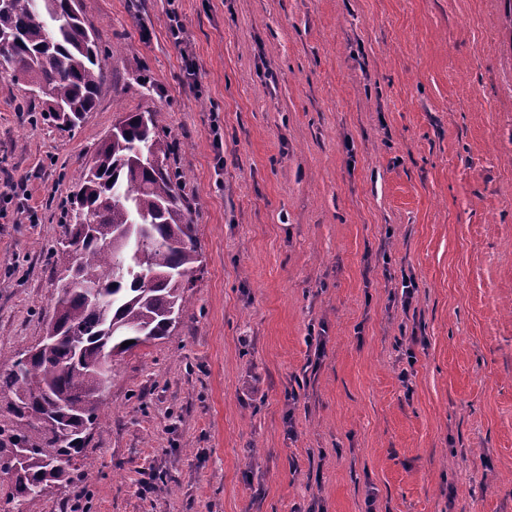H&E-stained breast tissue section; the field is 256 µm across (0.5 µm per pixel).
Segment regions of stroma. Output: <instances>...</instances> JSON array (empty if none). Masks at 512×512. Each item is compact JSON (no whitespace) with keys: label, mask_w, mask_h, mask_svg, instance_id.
Listing matches in <instances>:
<instances>
[{"label":"stroma","mask_w":512,"mask_h":512,"mask_svg":"<svg viewBox=\"0 0 512 512\" xmlns=\"http://www.w3.org/2000/svg\"><path fill=\"white\" fill-rule=\"evenodd\" d=\"M78 6L108 71L79 126L0 75V368L126 113L188 174L203 264L116 362L92 478L24 512H512V0Z\"/></svg>","instance_id":"1"}]
</instances>
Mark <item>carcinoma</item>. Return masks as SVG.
I'll use <instances>...</instances> for the list:
<instances>
[{"instance_id": "1", "label": "carcinoma", "mask_w": 512, "mask_h": 512, "mask_svg": "<svg viewBox=\"0 0 512 512\" xmlns=\"http://www.w3.org/2000/svg\"><path fill=\"white\" fill-rule=\"evenodd\" d=\"M0 35V74L44 98V114L62 129L94 109L106 69L77 0H0ZM171 155L151 113L130 112L94 164L72 175L66 241L78 254V273L93 276L98 291L89 294L73 285V274L57 271L60 291L44 336L21 351L32 353V375L0 371V418L7 420L0 435L9 443L0 448V470L25 450L9 499L16 512L69 487L78 470L90 478L93 462L79 469L76 458L88 438L83 425L99 418V365L170 335L186 312L201 254Z\"/></svg>"}]
</instances>
